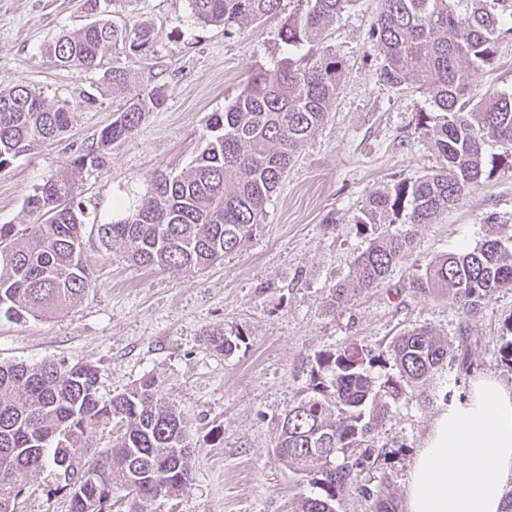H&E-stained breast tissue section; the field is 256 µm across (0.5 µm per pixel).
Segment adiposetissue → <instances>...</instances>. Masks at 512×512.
Here are the masks:
<instances>
[{
  "instance_id": "1",
  "label": "adipose tissue",
  "mask_w": 512,
  "mask_h": 512,
  "mask_svg": "<svg viewBox=\"0 0 512 512\" xmlns=\"http://www.w3.org/2000/svg\"><path fill=\"white\" fill-rule=\"evenodd\" d=\"M512 489V386L475 379L439 413L412 461L407 512H505Z\"/></svg>"
}]
</instances>
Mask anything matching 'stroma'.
I'll return each mask as SVG.
<instances>
[{"label":"stroma","mask_w":512,"mask_h":512,"mask_svg":"<svg viewBox=\"0 0 512 512\" xmlns=\"http://www.w3.org/2000/svg\"><path fill=\"white\" fill-rule=\"evenodd\" d=\"M83 0H0V81L40 92L72 114L67 131L0 170V224L38 223L27 198L96 142L124 104L103 95L104 69L58 65L51 39L88 23ZM380 0H351L326 31L343 59L329 117L289 166L261 224L238 251L204 270L146 269L105 250L96 227L119 205L148 194L154 175L188 169L200 153L211 113L246 86L254 69L288 54L279 19L225 32L198 24L188 0H138L108 6L117 25L151 24L157 36L120 66L141 85L163 88L164 105L148 113L131 138L110 145L108 163L78 176L75 203L87 225L84 257L94 281L80 302L54 315L0 313V362L46 360L96 367L103 398L146 375L158 379L189 422L192 480L157 512H297L311 495L304 478L273 454L279 420L310 383L319 352L357 344L378 354L404 331L428 326L451 343L468 339L471 365L457 372L454 398L480 375L512 385L498 364L503 325L512 319V290L492 297L480 314L462 318L451 300L412 294L408 283L433 258L475 247L488 218L512 225V162L486 147L487 177L435 224L416 226L415 248L387 280L328 310L326 298L349 278L368 244L357 217L367 196L430 170L436 158L418 126L430 106L418 92L397 93L377 81L381 57L369 39ZM243 331L247 347L228 356L206 349L204 330ZM431 383L424 397L399 402L374 433L389 456L384 470L395 512H406L412 459L444 407ZM68 494L50 471L30 476L17 512H67Z\"/></svg>","instance_id":"stroma-1"}]
</instances>
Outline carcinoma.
<instances>
[{"label": "carcinoma", "instance_id": "cac0c4a2", "mask_svg": "<svg viewBox=\"0 0 512 512\" xmlns=\"http://www.w3.org/2000/svg\"><path fill=\"white\" fill-rule=\"evenodd\" d=\"M349 2L293 0L278 31L288 56L272 69H256L224 111L211 115L209 135L187 171L157 174L148 194L122 218L97 225L100 244L137 265L177 270L205 268L242 247L336 99L343 63L324 39ZM282 3L189 0L199 23L227 31L279 18ZM509 18L512 0H382L370 28L382 56L379 81L397 92L414 88L430 102L432 111L421 114L420 125L438 165L413 182L370 194L359 224H434L484 175L487 143L512 157V93H481L471 74L494 65L499 44L512 40ZM154 40L147 24L127 30L98 20L53 39L47 52L62 66L97 69L109 52H141ZM305 46L308 52L296 56ZM108 85L127 94L123 108L70 169L51 176L26 201L30 213L48 216L46 222L28 233L0 224V310L8 316L63 312L91 285L74 175L105 166L107 147L130 138L144 116L165 102L160 88L132 85L118 65ZM70 123L71 112L41 94L23 86L1 88L0 169ZM413 246L409 230L377 233L354 258L349 279L328 295V308L334 311L384 283ZM408 288L449 298L464 317L475 316L496 293L512 290V232L500 224L474 248L432 259ZM501 339L499 361L512 368V319ZM202 342L228 355L246 337L241 331H206ZM387 355L396 373L382 380L373 373L381 355L356 344L319 353L308 391L279 421L276 458L315 489L301 500L299 512H336L350 490L375 512H388V477L381 475L375 485L369 478L382 469L388 451L372 444L371 434L393 404L412 399L457 354L432 329L415 327L395 337ZM115 418L125 428L101 454L99 480L71 493L93 433ZM44 469L53 472L59 490L70 491L68 512H112L113 492L126 493L132 485L136 493L125 512H154V502L179 495L190 482L187 422L153 376L105 400L92 365L0 364V497L11 491L10 473Z\"/></svg>", "mask_w": 512, "mask_h": 512}]
</instances>
